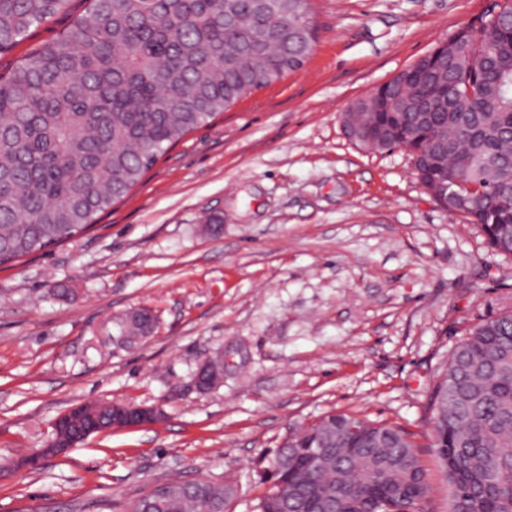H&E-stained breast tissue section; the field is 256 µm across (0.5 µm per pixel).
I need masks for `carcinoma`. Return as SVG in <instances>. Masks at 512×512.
Instances as JSON below:
<instances>
[{"label": "carcinoma", "mask_w": 512, "mask_h": 512, "mask_svg": "<svg viewBox=\"0 0 512 512\" xmlns=\"http://www.w3.org/2000/svg\"><path fill=\"white\" fill-rule=\"evenodd\" d=\"M70 0H0V54ZM55 40L0 73V265L65 242L140 181L157 157L260 86L301 68L311 0H85ZM486 26L376 89L363 139L402 145L449 213L512 253V0ZM150 334L152 321L115 323ZM432 444L450 512H512V311L472 329L431 394ZM416 434L328 413L275 450L256 512H431ZM157 512L225 508L221 479L174 481Z\"/></svg>", "instance_id": "1"}]
</instances>
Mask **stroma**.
<instances>
[{"label": "stroma", "instance_id": "obj_1", "mask_svg": "<svg viewBox=\"0 0 512 512\" xmlns=\"http://www.w3.org/2000/svg\"><path fill=\"white\" fill-rule=\"evenodd\" d=\"M491 6L314 0L300 69L187 134L85 233L0 267V512H123L153 485L216 477L226 512H255L256 465L329 412L415 432L430 508L448 512L430 394L469 331L512 310V254L340 115ZM85 8L31 29L0 70ZM139 307L155 332L128 347L114 321ZM218 351L224 376L198 391ZM104 401L164 417L21 466L60 414Z\"/></svg>", "mask_w": 512, "mask_h": 512}]
</instances>
